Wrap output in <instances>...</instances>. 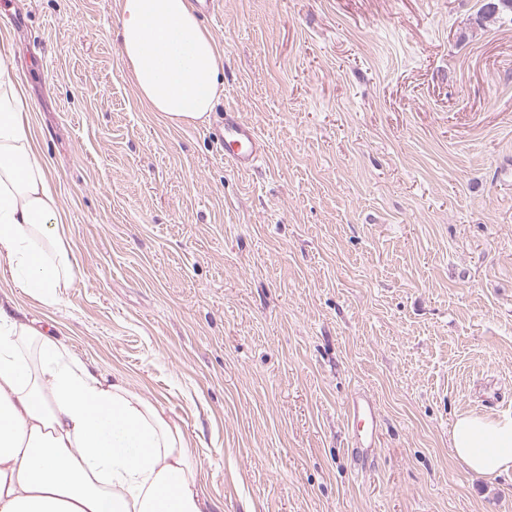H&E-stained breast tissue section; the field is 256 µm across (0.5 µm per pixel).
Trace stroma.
<instances>
[{"mask_svg":"<svg viewBox=\"0 0 512 512\" xmlns=\"http://www.w3.org/2000/svg\"><path fill=\"white\" fill-rule=\"evenodd\" d=\"M485 0H220L205 120L149 111L120 0H5L0 52L76 280L0 298L160 405L223 512H512L450 449L512 414V15ZM263 152L236 171L225 107ZM376 460L351 454L356 392ZM347 414L353 428V453L359 460L366 461L377 448L379 413L376 402L367 394L358 392Z\"/></svg>","mask_w":512,"mask_h":512,"instance_id":"35a3bbf8","label":"stroma"}]
</instances>
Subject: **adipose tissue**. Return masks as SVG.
I'll return each mask as SVG.
<instances>
[{
	"label": "adipose tissue",
	"instance_id": "ef3b65f1",
	"mask_svg": "<svg viewBox=\"0 0 512 512\" xmlns=\"http://www.w3.org/2000/svg\"><path fill=\"white\" fill-rule=\"evenodd\" d=\"M117 39L149 111L175 126L208 115L224 57L189 0H121ZM64 221L21 82L0 62V261L46 306L76 275ZM450 440L475 475L512 471V417L462 415ZM194 455L161 407L0 307V512H212Z\"/></svg>",
	"mask_w": 512,
	"mask_h": 512
}]
</instances>
